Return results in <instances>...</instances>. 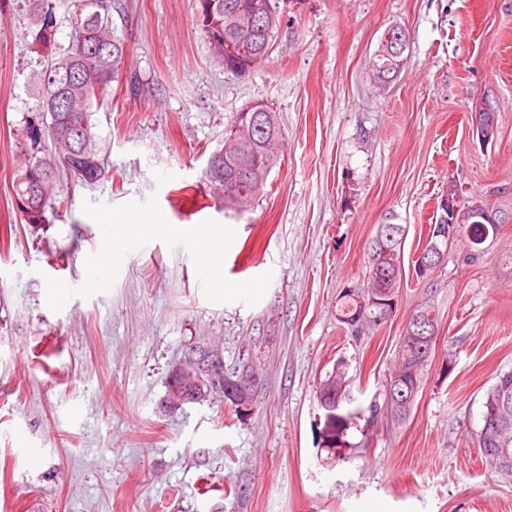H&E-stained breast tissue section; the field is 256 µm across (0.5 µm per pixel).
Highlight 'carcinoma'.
Here are the masks:
<instances>
[{
    "mask_svg": "<svg viewBox=\"0 0 512 512\" xmlns=\"http://www.w3.org/2000/svg\"><path fill=\"white\" fill-rule=\"evenodd\" d=\"M27 4L32 46L46 51L54 42L56 18L50 0H24ZM260 0H196V23L210 46L213 58L224 70L249 71L268 59L272 52L274 33L280 26V14L273 8L263 10L261 26L249 33L241 32L239 23L258 9ZM72 40L59 57H52L31 75L38 91L35 112L26 117L18 132V148L23 163L15 173L13 190L15 205L25 223L38 225L47 221V213L58 214L71 206L68 197L57 191L56 181L66 174L84 183H97L107 175L104 158L91 122L93 110L112 103L111 82L125 66L127 45L124 35L112 20V2L106 0L101 13H88L84 0H71ZM386 29L380 39L373 64L375 78L386 82L397 72L395 57L389 51L393 40ZM286 146L276 112L265 107L263 128L244 123L236 114L224 127V138L216 152L223 154L222 166L204 172L207 182L224 194V213L242 215L263 195L268 177L280 160ZM392 252L378 251L377 237L367 247L363 281L354 292H341L336 297V315L347 325L351 335L358 337L367 329L385 323L382 306H363L362 300L375 289L390 288L389 279L401 283L402 241L387 242ZM429 360L415 346L399 344L394 370L400 372L396 381H385L383 398L393 396L404 402L395 407L391 417L404 421L421 389ZM336 387L340 407L338 418H348L341 430V440L329 447L339 461H348V431L357 426L353 417L373 412L381 405L373 401L364 409L356 404L351 387L344 377L329 376L317 390L322 398L327 388ZM482 421L495 422V439L505 443L508 455L486 454L496 473L512 475V370L496 376L482 403Z\"/></svg>",
    "mask_w": 512,
    "mask_h": 512,
    "instance_id": "carcinoma-1",
    "label": "carcinoma"
}]
</instances>
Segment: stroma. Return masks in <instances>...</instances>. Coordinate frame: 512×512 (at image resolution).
Listing matches in <instances>:
<instances>
[{"label": "stroma", "instance_id": "stroma-1", "mask_svg": "<svg viewBox=\"0 0 512 512\" xmlns=\"http://www.w3.org/2000/svg\"><path fill=\"white\" fill-rule=\"evenodd\" d=\"M120 2L141 86L119 75L92 116L109 175L60 178L71 207L31 226L14 206L15 140L44 61L22 0H0V512H512V477L492 476L475 441L486 391L512 369V222L477 263L454 243L428 278L406 274L394 316L360 339L336 319L377 225L405 227L409 263L449 185L512 213V0H281L273 51L246 77L213 60L194 0ZM392 26L408 46L397 78L377 84ZM255 102L288 141L266 194L238 218L214 190L199 207L225 125ZM479 107L495 115L488 141ZM152 195L175 227H233L224 273H271L263 298L208 302L190 253L153 241L111 291L52 311L45 277L82 284L102 244L83 203ZM425 303L438 342L410 416L350 431L354 454L336 461L317 388L346 361L368 406ZM202 355L226 376L255 374L250 411L220 395L166 408L173 367Z\"/></svg>", "mask_w": 512, "mask_h": 512}]
</instances>
